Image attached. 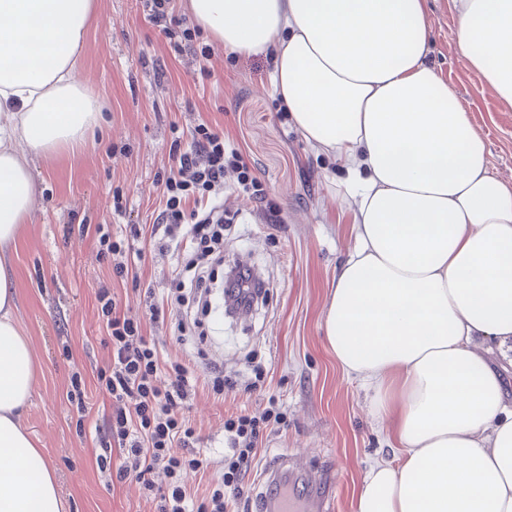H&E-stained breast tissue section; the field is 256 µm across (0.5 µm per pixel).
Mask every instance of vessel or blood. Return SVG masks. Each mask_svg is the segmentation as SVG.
<instances>
[{
  "label": "vessel or blood",
  "mask_w": 512,
  "mask_h": 512,
  "mask_svg": "<svg viewBox=\"0 0 512 512\" xmlns=\"http://www.w3.org/2000/svg\"><path fill=\"white\" fill-rule=\"evenodd\" d=\"M292 481L302 487L304 501L290 498L288 484ZM263 486L258 498L262 512H332L336 480L330 469H308L299 460L282 453L275 463L266 467Z\"/></svg>",
  "instance_id": "b4317fda"
}]
</instances>
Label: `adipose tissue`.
<instances>
[{
  "label": "adipose tissue",
  "instance_id": "1",
  "mask_svg": "<svg viewBox=\"0 0 512 512\" xmlns=\"http://www.w3.org/2000/svg\"><path fill=\"white\" fill-rule=\"evenodd\" d=\"M426 0H190L225 50L274 54L304 140L346 169L355 247L336 269L327 341L400 448L356 512H512V404L483 347L512 352V186L428 62ZM456 42L512 105V0H453ZM92 0H0V512H65L21 416L38 366L17 318L12 250L31 155L82 148L98 97L75 76ZM27 151H19L18 142Z\"/></svg>",
  "mask_w": 512,
  "mask_h": 512
}]
</instances>
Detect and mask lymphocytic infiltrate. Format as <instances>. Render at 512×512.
Segmentation results:
<instances>
[{
  "label": "lymphocytic infiltrate",
  "instance_id": "1",
  "mask_svg": "<svg viewBox=\"0 0 512 512\" xmlns=\"http://www.w3.org/2000/svg\"><path fill=\"white\" fill-rule=\"evenodd\" d=\"M174 167L164 182L163 209L151 236L159 250L176 255L180 270L171 282L166 303H150L151 319L174 304L180 331L191 332L197 343H205L203 318L209 312V288L217 267L224 264V174L235 170L244 192L261 196V183L237 150L227 149L224 133L198 124L191 144L175 149ZM98 253L110 263L113 276L130 274V249L114 237L112 227H94ZM98 309L106 319L105 345L109 361L99 369L96 382L112 401L105 429L97 431L100 444L97 467L107 484L129 479L147 491L157 492L160 512H225L229 496L250 469L258 452L259 439L270 424L280 423L284 414L269 405L261 414H236L224 422V471L204 495L191 494L181 475L199 471L203 461L193 443L195 430L183 411L198 385H207L215 395L224 393V373L211 368L198 374L192 356L163 359L155 343L146 336L139 318L123 312L107 286L96 291ZM126 450L124 464L113 466L112 449ZM163 471L165 488H156L152 475Z\"/></svg>",
  "mask_w": 512,
  "mask_h": 512
}]
</instances>
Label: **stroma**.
Wrapping results in <instances>:
<instances>
[{"label":"stroma","instance_id":"35a3bbf8","mask_svg":"<svg viewBox=\"0 0 512 512\" xmlns=\"http://www.w3.org/2000/svg\"><path fill=\"white\" fill-rule=\"evenodd\" d=\"M93 3L77 50V77L98 96L101 124L77 154L33 157L36 199L13 254L17 317L39 365L22 420L55 467L68 512H156L140 484L101 480L95 443L79 434L66 393L72 375L81 374L89 384L88 420L104 424L111 401L92 385L108 359L95 290L111 271L97 254L90 225L108 224L117 233L129 224L152 225L160 182L173 165L172 133L190 142L202 122L223 130L262 184L260 201L242 192L235 172L224 178V208L235 216L224 227V267L256 270L265 290L247 317H218L208 326L201 365L222 367L233 387L222 399L198 387L185 408L208 464L188 473L185 483L203 495L224 467L225 419L262 411L273 397L286 418L264 431L258 463L286 451L331 466L334 512H356L354 489L396 450L372 417L365 389L341 370L325 335L336 266L355 246L353 207L339 197L345 170L308 145L290 119L272 85L271 54L233 53L200 31L195 43L210 45V57L181 55L150 21L143 0ZM426 12L429 61L485 139L494 175L512 184V105L500 101L459 52L452 0H426ZM269 204L277 223L266 219ZM133 247L140 253L138 280L114 291L123 311L148 319L146 300L167 295L176 258L158 251L146 234ZM147 334L172 358L194 349L192 341H179L173 312L148 319ZM257 365L265 371L260 384Z\"/></svg>","mask_w":512,"mask_h":512}]
</instances>
